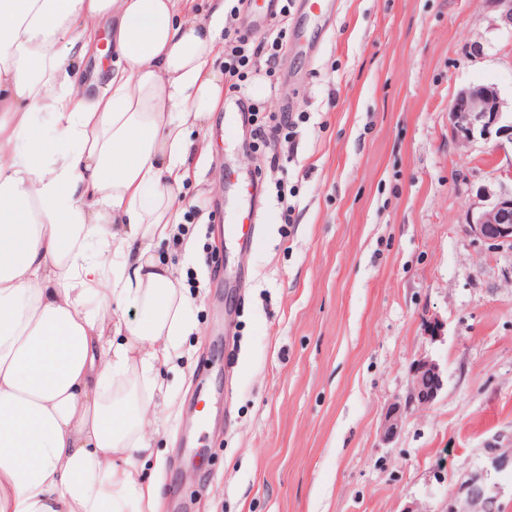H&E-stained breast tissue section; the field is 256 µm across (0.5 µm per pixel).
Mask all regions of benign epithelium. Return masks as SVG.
Returning <instances> with one entry per match:
<instances>
[{
    "label": "benign epithelium",
    "mask_w": 512,
    "mask_h": 512,
    "mask_svg": "<svg viewBox=\"0 0 512 512\" xmlns=\"http://www.w3.org/2000/svg\"><path fill=\"white\" fill-rule=\"evenodd\" d=\"M504 101L492 85H473L460 89L448 112L454 140L467 146L476 139L509 138L512 124H501ZM489 206L468 225L477 238L494 244L512 243V193L489 196ZM412 387L403 403H393L385 411L383 435L388 442L401 432L408 411L430 406L444 386L443 371L433 360L423 358L411 366ZM497 500L487 475L476 473L448 496L445 512H487Z\"/></svg>",
    "instance_id": "1"
}]
</instances>
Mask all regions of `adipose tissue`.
Masks as SVG:
<instances>
[{
    "label": "adipose tissue",
    "instance_id": "obj_1",
    "mask_svg": "<svg viewBox=\"0 0 512 512\" xmlns=\"http://www.w3.org/2000/svg\"><path fill=\"white\" fill-rule=\"evenodd\" d=\"M195 4L0 0V512H159L137 460L195 325L152 248L224 103V0Z\"/></svg>",
    "mask_w": 512,
    "mask_h": 512
}]
</instances>
